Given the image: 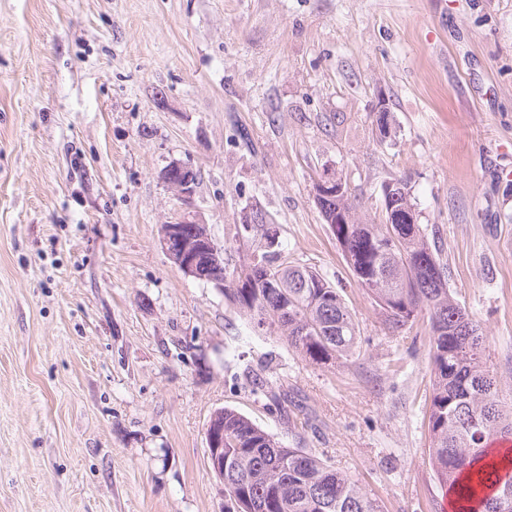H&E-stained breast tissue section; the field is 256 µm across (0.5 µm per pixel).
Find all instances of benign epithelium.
Returning <instances> with one entry per match:
<instances>
[{"instance_id":"1","label":"benign epithelium","mask_w":512,"mask_h":512,"mask_svg":"<svg viewBox=\"0 0 512 512\" xmlns=\"http://www.w3.org/2000/svg\"><path fill=\"white\" fill-rule=\"evenodd\" d=\"M162 179L182 201L190 204L197 185L195 170L179 161L170 162L162 172ZM344 182L334 174H325L315 184L316 202H326L342 191ZM161 243L174 265L186 276L213 284L224 291V249L217 246L204 229V224L196 217L185 213L176 220L161 227ZM209 254L208 266L198 263L197 254ZM208 457L212 470L219 478H224V449L208 439Z\"/></svg>"}]
</instances>
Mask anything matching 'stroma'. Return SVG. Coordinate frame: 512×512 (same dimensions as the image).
Listing matches in <instances>:
<instances>
[{
  "instance_id": "stroma-1",
  "label": "stroma",
  "mask_w": 512,
  "mask_h": 512,
  "mask_svg": "<svg viewBox=\"0 0 512 512\" xmlns=\"http://www.w3.org/2000/svg\"><path fill=\"white\" fill-rule=\"evenodd\" d=\"M176 160L229 266L264 246L250 208L342 289L358 359L311 364L178 270ZM507 168L512 0H0V512H224L206 430L225 407L381 512H442L428 326L386 329L314 185L336 174L379 224L384 182L406 183L507 393ZM162 179L177 193L183 205L191 203L198 182L194 169L173 161L163 169Z\"/></svg>"
}]
</instances>
